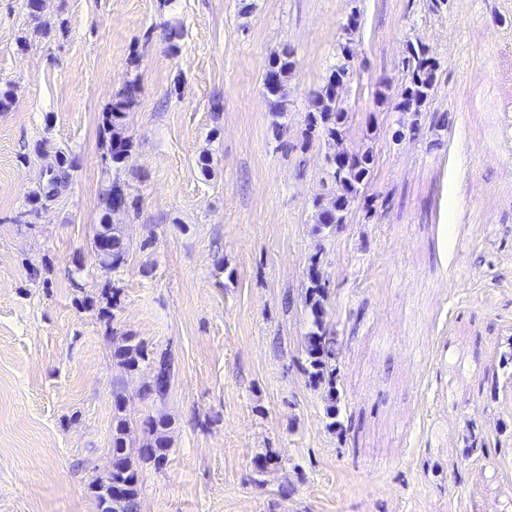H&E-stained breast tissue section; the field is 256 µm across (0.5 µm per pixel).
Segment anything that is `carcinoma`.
<instances>
[{
	"instance_id": "carcinoma-1",
	"label": "carcinoma",
	"mask_w": 512,
	"mask_h": 512,
	"mask_svg": "<svg viewBox=\"0 0 512 512\" xmlns=\"http://www.w3.org/2000/svg\"><path fill=\"white\" fill-rule=\"evenodd\" d=\"M351 58L353 53L350 43L339 44L337 62L331 65L324 84L313 92L310 99L307 133L312 135L318 132L336 146V150L327 157L326 176L335 185L337 192L328 203L317 204L316 223L327 227L345 223L346 211L369 183L375 162L369 146L357 151L341 147L349 113L343 90L354 80ZM296 67L297 60L290 47L282 48L270 59L264 76V88L273 103H278L285 95L288 80ZM438 67L439 62L425 44L410 40L402 58L404 82L396 89L387 82H380L376 86L375 95L379 103L390 106L396 112H406L413 116L412 122L398 131L399 136L415 137L420 134L422 112L436 92ZM136 101V87L130 84L112 102L107 123L112 127L108 152L114 163L125 161L131 154L132 142L119 131V126L123 115L135 106ZM65 164L66 161L61 160L58 167L47 172L46 183L43 185L45 197H56L67 187ZM102 239L109 241L110 248L104 253H97V257L102 265L115 268L124 257L123 239L111 224L101 225V230L96 233L95 241ZM311 283L307 303L312 320L307 352L311 377L321 380L324 369L336 358V336L327 328L326 288L315 272L312 273ZM115 357L129 371L137 370L145 362L154 363V376L144 391L161 398L167 394L171 378V361L168 358L154 357L153 352L140 342L122 346L115 351ZM138 485L139 475L126 452L123 428L118 425L112 434V470L101 478L97 486L99 508L102 512H138Z\"/></svg>"
}]
</instances>
